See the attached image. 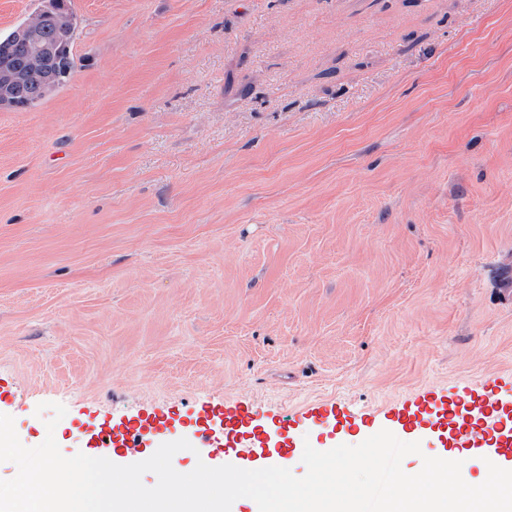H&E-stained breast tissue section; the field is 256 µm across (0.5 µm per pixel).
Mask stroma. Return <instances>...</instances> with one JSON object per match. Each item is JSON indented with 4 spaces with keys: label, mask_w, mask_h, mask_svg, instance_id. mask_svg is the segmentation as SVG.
I'll list each match as a JSON object with an SVG mask.
<instances>
[{
    "label": "stroma",
    "mask_w": 512,
    "mask_h": 512,
    "mask_svg": "<svg viewBox=\"0 0 512 512\" xmlns=\"http://www.w3.org/2000/svg\"><path fill=\"white\" fill-rule=\"evenodd\" d=\"M0 109V414L361 413L512 374V0H72ZM58 6L52 12V20L47 23L45 6L38 7L30 13L14 30L0 35V84L6 75L14 76L16 71L24 73L15 93L11 96L10 109H28L37 106L62 87L69 78L75 59L73 45L78 29V18L71 0H53ZM21 28L22 29L18 33ZM40 30L45 42L38 31ZM25 51L36 50L48 58L30 59L20 52L17 42ZM55 45L57 56L55 54ZM52 74L50 80L44 78Z\"/></svg>",
    "instance_id": "stroma-1"
}]
</instances>
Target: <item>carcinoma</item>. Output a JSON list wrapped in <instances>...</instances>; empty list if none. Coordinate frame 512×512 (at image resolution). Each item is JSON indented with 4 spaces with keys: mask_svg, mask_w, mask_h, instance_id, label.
I'll return each instance as SVG.
<instances>
[{
    "mask_svg": "<svg viewBox=\"0 0 512 512\" xmlns=\"http://www.w3.org/2000/svg\"><path fill=\"white\" fill-rule=\"evenodd\" d=\"M52 20L46 21L47 12L41 6L30 13L19 25L6 35H0V84L6 76L15 72L24 74L11 96L13 109H28L37 106L62 87L69 78L75 59L73 45L78 29V18L71 0H57ZM21 28L41 31L45 40L54 44L57 56L30 59L20 52L17 33Z\"/></svg>",
    "mask_w": 512,
    "mask_h": 512,
    "instance_id": "cac0c4a2",
    "label": "carcinoma"
}]
</instances>
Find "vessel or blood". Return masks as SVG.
Wrapping results in <instances>:
<instances>
[{"mask_svg":"<svg viewBox=\"0 0 512 512\" xmlns=\"http://www.w3.org/2000/svg\"><path fill=\"white\" fill-rule=\"evenodd\" d=\"M378 419L393 423L395 435L402 441L412 432L425 430L432 434L436 447L462 448L499 466L512 462V398L503 396L497 379L491 377L453 397L426 392L379 414L359 418L332 406L315 405L302 412L301 425L317 433L329 423L346 433ZM186 423L201 445H211L212 431L219 426L224 430L225 447L247 456L260 454L265 467L288 464L291 444L280 436L260 435L255 415L247 405L227 402L205 407L189 415ZM174 426V420L162 412L133 421H105L95 426L89 444L95 449L128 454L141 448L145 436L165 434Z\"/></svg>","mask_w":512,"mask_h":512,"instance_id":"vessel-or-blood-1","label":"vessel or blood"}]
</instances>
